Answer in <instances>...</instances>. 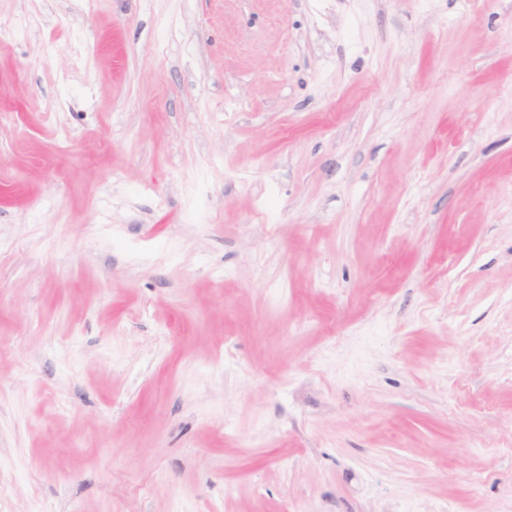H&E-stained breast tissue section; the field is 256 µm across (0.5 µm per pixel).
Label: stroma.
<instances>
[{
  "label": "stroma",
  "instance_id": "1",
  "mask_svg": "<svg viewBox=\"0 0 512 512\" xmlns=\"http://www.w3.org/2000/svg\"><path fill=\"white\" fill-rule=\"evenodd\" d=\"M0 512H512V0H0Z\"/></svg>",
  "mask_w": 512,
  "mask_h": 512
}]
</instances>
